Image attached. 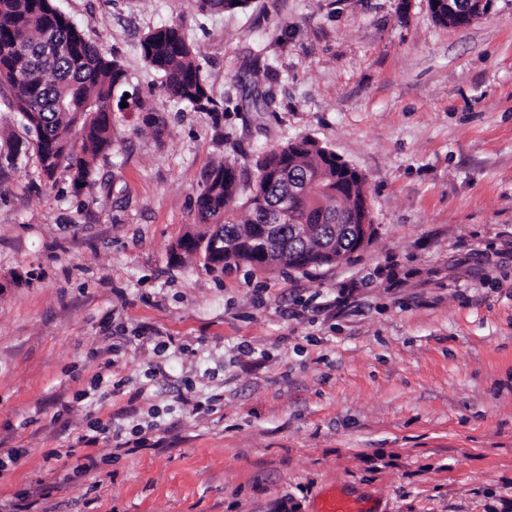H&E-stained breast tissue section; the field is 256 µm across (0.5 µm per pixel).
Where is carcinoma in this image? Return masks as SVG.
<instances>
[{
	"label": "carcinoma",
	"mask_w": 512,
	"mask_h": 512,
	"mask_svg": "<svg viewBox=\"0 0 512 512\" xmlns=\"http://www.w3.org/2000/svg\"><path fill=\"white\" fill-rule=\"evenodd\" d=\"M252 0H201L204 7L243 11ZM144 62L162 73L168 98L201 111L213 104L209 85L196 60L184 23L162 25L140 41ZM129 75L121 61L86 38L84 32L53 4V0H0V97L35 133L34 151L43 175L51 179L61 167L70 173L79 193L92 180L97 160L112 149L111 106L125 101ZM257 172H279L273 182L254 181L250 197L238 203L240 176L233 163H222L207 176L197 198L199 223L207 232L186 233L171 248L183 255L201 253L204 266L217 268L204 241L228 238L239 248L224 257V266L245 263L260 270L269 266L256 257L246 241L253 226L265 224L259 201L268 204L290 195L296 180L313 185L310 195L295 199L291 210L304 224L321 227L323 236H337L339 258L354 254L346 232H336L330 220L336 209L345 211V223L357 222L365 186L336 176V164L326 158V146L311 139L286 141L255 158ZM249 218L238 220V206ZM279 222V249L286 253L282 267L305 270L324 264V247L293 238L288 219Z\"/></svg>",
	"instance_id": "carcinoma-1"
}]
</instances>
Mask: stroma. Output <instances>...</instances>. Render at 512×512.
Here are the masks:
<instances>
[{
  "instance_id": "stroma-1",
  "label": "stroma",
  "mask_w": 512,
  "mask_h": 512,
  "mask_svg": "<svg viewBox=\"0 0 512 512\" xmlns=\"http://www.w3.org/2000/svg\"><path fill=\"white\" fill-rule=\"evenodd\" d=\"M124 64L92 182L0 169V512H503L512 500V0H54ZM184 21L215 102L140 51ZM272 93L271 111L254 101ZM366 178L373 236L306 270L204 267L208 173L288 140ZM129 443L130 453L117 451ZM72 449L65 463L48 461ZM428 9L432 16L443 14L445 6L448 14V27L462 28L469 26L485 13L486 0H428Z\"/></svg>"
}]
</instances>
